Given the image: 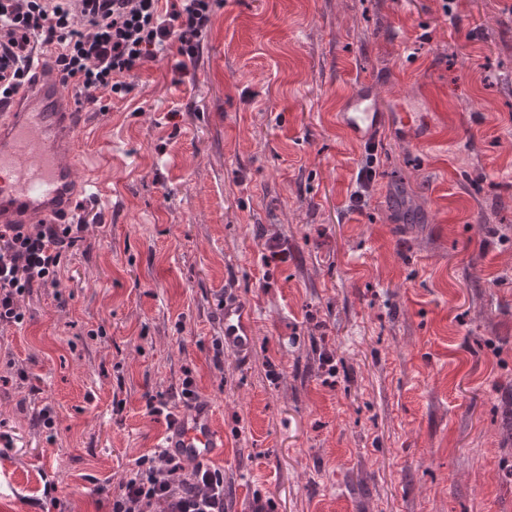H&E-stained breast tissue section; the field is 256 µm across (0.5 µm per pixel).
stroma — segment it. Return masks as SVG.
I'll return each mask as SVG.
<instances>
[{
    "instance_id": "1",
    "label": "stroma",
    "mask_w": 512,
    "mask_h": 512,
    "mask_svg": "<svg viewBox=\"0 0 512 512\" xmlns=\"http://www.w3.org/2000/svg\"><path fill=\"white\" fill-rule=\"evenodd\" d=\"M129 82L82 106L98 222L0 327V512H110L187 377L226 512H512V0H222ZM340 119L351 134L373 142L381 128L373 92L366 91L351 97ZM221 309L224 336L222 339H216V356L224 355V348L239 355L248 353L253 345L254 336L252 321L246 308L235 297L224 295Z\"/></svg>"
}]
</instances>
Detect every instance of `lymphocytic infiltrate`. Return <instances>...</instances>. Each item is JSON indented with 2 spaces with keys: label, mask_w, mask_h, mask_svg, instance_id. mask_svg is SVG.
<instances>
[{
  "label": "lymphocytic infiltrate",
  "mask_w": 512,
  "mask_h": 512,
  "mask_svg": "<svg viewBox=\"0 0 512 512\" xmlns=\"http://www.w3.org/2000/svg\"><path fill=\"white\" fill-rule=\"evenodd\" d=\"M216 0H0V98L32 79L38 50L50 51L63 85L125 97L145 64L194 56ZM84 224L0 226V324H22L34 289L57 285L64 251ZM177 455H141L113 494L110 512H225L224 474L197 464L177 478Z\"/></svg>",
  "instance_id": "f902f5d3"
}]
</instances>
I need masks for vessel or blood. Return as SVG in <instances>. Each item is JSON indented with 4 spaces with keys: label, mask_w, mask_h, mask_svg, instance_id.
<instances>
[{
    "label": "vessel or blood",
    "mask_w": 512,
    "mask_h": 512,
    "mask_svg": "<svg viewBox=\"0 0 512 512\" xmlns=\"http://www.w3.org/2000/svg\"><path fill=\"white\" fill-rule=\"evenodd\" d=\"M340 119L351 134L375 140L381 124L373 92L351 97ZM86 124V113L78 111L72 97L42 65L33 87L0 108V171L11 175L10 180L0 181V225L35 219L68 224L75 220L76 196L103 194V181L79 177L73 166L82 154ZM222 316L225 349L248 353L254 336L246 308L228 295ZM161 445L191 460L215 456L224 446V435L214 406L195 400L177 409Z\"/></svg>",
    "instance_id": "1"
}]
</instances>
